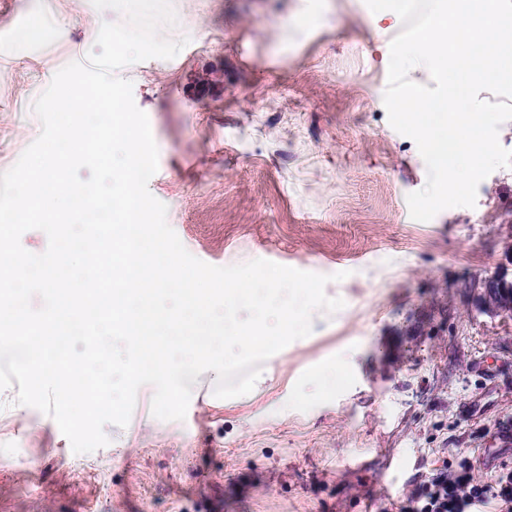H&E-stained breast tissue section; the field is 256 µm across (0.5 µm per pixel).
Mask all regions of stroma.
Instances as JSON below:
<instances>
[{"label": "stroma", "instance_id": "35a3bbf8", "mask_svg": "<svg viewBox=\"0 0 512 512\" xmlns=\"http://www.w3.org/2000/svg\"><path fill=\"white\" fill-rule=\"evenodd\" d=\"M189 44L119 71L159 151L150 193L186 250L345 272L312 332L270 357L247 395L192 388L184 421L141 386L107 446L74 453L54 419L0 391V512H398L441 460L512 467V317L478 285L512 241V167L474 207L427 222L416 143L388 121L402 23L365 0H171ZM121 13L91 0H0V173L41 132L36 98Z\"/></svg>", "mask_w": 512, "mask_h": 512}]
</instances>
